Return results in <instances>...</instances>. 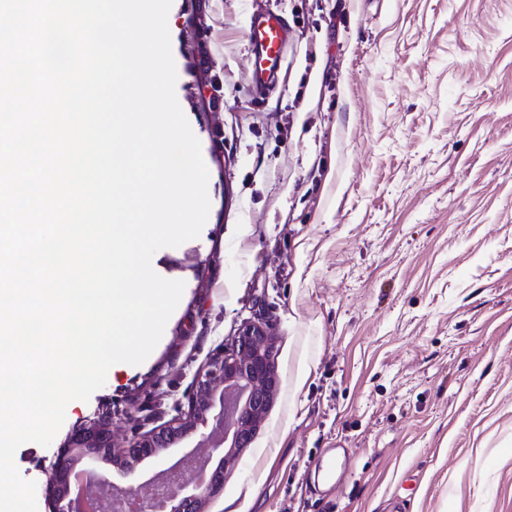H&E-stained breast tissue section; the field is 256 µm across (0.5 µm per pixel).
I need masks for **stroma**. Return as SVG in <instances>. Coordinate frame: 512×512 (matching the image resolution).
<instances>
[{
	"mask_svg": "<svg viewBox=\"0 0 512 512\" xmlns=\"http://www.w3.org/2000/svg\"><path fill=\"white\" fill-rule=\"evenodd\" d=\"M268 9L292 34L257 98ZM167 24L209 216L152 258L185 289L149 357L16 450L38 512L75 426L108 414L128 441L188 413L257 315L279 385L209 512H385L408 474L409 512H512V0H173ZM338 444L341 489L309 494ZM181 454L100 469L138 487ZM291 34L287 21L268 10L253 16L248 32L250 91L264 97L280 69L283 48Z\"/></svg>",
	"mask_w": 512,
	"mask_h": 512,
	"instance_id": "1",
	"label": "stroma"
}]
</instances>
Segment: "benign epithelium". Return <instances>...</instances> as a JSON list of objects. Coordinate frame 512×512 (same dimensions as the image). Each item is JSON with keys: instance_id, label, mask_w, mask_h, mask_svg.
<instances>
[{"instance_id": "7a95c632", "label": "benign epithelium", "mask_w": 512, "mask_h": 512, "mask_svg": "<svg viewBox=\"0 0 512 512\" xmlns=\"http://www.w3.org/2000/svg\"><path fill=\"white\" fill-rule=\"evenodd\" d=\"M275 336L262 318L247 321L229 349L213 354L193 383L191 408L123 448L112 439V418L76 426L57 450L48 483L49 512H64L75 490L74 473L108 461L132 471L190 440L195 448L176 465L202 466L204 477H180L158 497L142 503V512H207L224 486V471L234 468L265 419L278 388L274 368Z\"/></svg>"}]
</instances>
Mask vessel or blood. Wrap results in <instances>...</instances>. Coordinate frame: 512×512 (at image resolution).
Instances as JSON below:
<instances>
[{"label":"vessel or blood","instance_id":"1","mask_svg":"<svg viewBox=\"0 0 512 512\" xmlns=\"http://www.w3.org/2000/svg\"><path fill=\"white\" fill-rule=\"evenodd\" d=\"M291 34L287 21L274 11L253 16L248 32L250 91L264 97L280 69L283 48Z\"/></svg>","mask_w":512,"mask_h":512}]
</instances>
